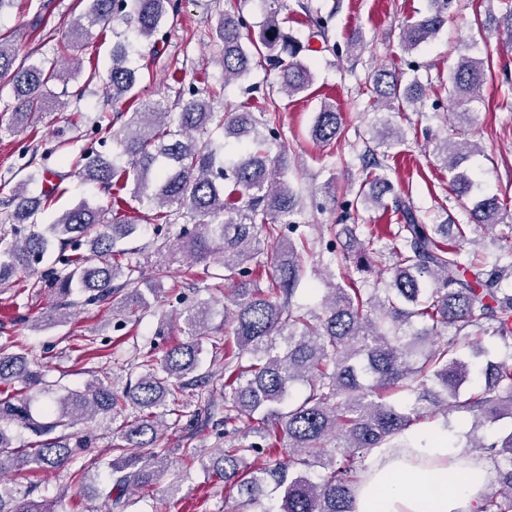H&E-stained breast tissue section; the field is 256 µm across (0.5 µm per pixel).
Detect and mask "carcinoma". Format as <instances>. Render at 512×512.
<instances>
[{"label": "carcinoma", "mask_w": 512, "mask_h": 512, "mask_svg": "<svg viewBox=\"0 0 512 512\" xmlns=\"http://www.w3.org/2000/svg\"><path fill=\"white\" fill-rule=\"evenodd\" d=\"M240 0H225L217 39L224 83L244 78L252 60L269 61L278 70L276 85L267 96L283 92L290 97L312 86L313 76L300 55L308 50L286 32L279 19L280 0H263L266 17L258 35L244 38L250 24L237 8ZM452 0H430L429 12L400 28L402 50L428 44L448 23ZM180 14V0H90L87 11L69 28L83 37L99 26L112 28L109 84L112 100L129 95L137 83L132 66V44L116 24L134 27L136 38L151 40L164 21ZM14 41L0 37V78L8 79L16 105L13 115L34 119L46 112L54 98L49 84L60 78L57 62L17 63ZM485 61L459 55L449 77L448 94L454 104V130L471 121L478 91L485 80ZM373 108L399 112L423 106L422 86L403 84L394 71L379 68L366 81ZM279 115L268 110L217 112L211 101L194 89L178 112L145 106L131 113L126 128L113 135L116 150L107 158L82 148L72 160L80 179L99 186L112 206L126 193L139 204L158 210L154 229L161 232L182 222L193 229L182 235L181 254L189 266L207 264L215 255L224 261V279L232 281L224 303V335H214L211 306L203 303L183 312L187 340L170 347L161 359L141 355L142 374L122 391L110 377H94L82 391L69 392L48 405L49 419H37L27 393L43 384L40 366L26 353L0 346V386L18 382L21 389L0 396V512H55L54 502L36 501L3 480L6 472L55 470L74 463L83 441L71 443L62 433L74 420L97 416L117 419L118 455L107 462L110 479L100 490L98 512L120 507L134 487L148 488L167 471L171 449L161 427L168 415L195 438L214 417L206 382L196 375L203 344L224 345V447L206 454L184 448L190 461L201 463L210 476L224 482L242 503L257 505L266 488L280 491L278 512H353L355 491L366 460L376 448H399L401 438L416 422L448 415V409L472 416V426L485 421L512 419V260L488 266L465 250V226L448 233L446 224H427L413 204L385 178L372 174L382 166L374 151L361 155L364 177L354 199L344 202L346 216L359 215L358 206L393 208L400 215L396 228L379 224H352L343 251L323 246L319 225L311 235L299 230L295 216L301 199L284 174L286 150L275 160L266 145L278 138ZM224 130L243 144L231 166L224 163V147L214 144L213 129ZM341 135L336 106L324 103L312 128L319 143L332 144ZM377 147L391 148L403 141L400 129L377 131ZM453 172L452 187L459 197L472 189L468 175L457 171V154L480 152L466 139H444L436 147ZM42 174L33 172L10 199L13 238L0 236V284L18 272L27 274V287L50 290L60 306H70L72 285L81 286L84 304L112 305V318L125 327L138 312L152 307L150 298L161 292L167 267L154 263L151 276L138 251L117 247L137 232L129 219L105 220L107 208L83 202L63 213L44 232H26L25 223L49 198L28 195V184ZM470 221L485 229L512 219L507 202L482 195L472 203ZM364 229L367 238H359ZM89 243L81 251L82 239ZM386 241L377 248L375 244ZM56 247L63 270L40 272L38 265ZM269 247L272 273L265 287L252 278L249 262ZM325 250L316 251V248ZM318 252L327 257L313 270L325 283L319 308L295 302L305 276L302 258ZM356 259V267L370 272L389 260L390 280L383 288H365L352 278L336 280L333 266ZM132 290L120 295L124 287ZM452 333L443 336L440 329ZM504 347V356L490 358L485 338ZM483 366L485 383L459 398L461 386ZM196 391L193 403L183 393ZM174 409H168V404ZM129 414H124L127 409ZM27 429L33 441L16 448L4 425ZM459 457L477 450L490 461L497 489L483 496L479 512H512V428L497 435L466 433L456 439ZM149 449L148 455L135 453ZM252 456L264 463L251 468ZM323 469L318 478L312 468Z\"/></svg>", "instance_id": "obj_1"}]
</instances>
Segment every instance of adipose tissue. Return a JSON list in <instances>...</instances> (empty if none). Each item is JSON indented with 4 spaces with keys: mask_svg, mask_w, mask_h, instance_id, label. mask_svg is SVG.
<instances>
[{
    "mask_svg": "<svg viewBox=\"0 0 512 512\" xmlns=\"http://www.w3.org/2000/svg\"><path fill=\"white\" fill-rule=\"evenodd\" d=\"M445 430L407 431L405 447L371 455L354 512H476L488 475L485 459L456 464Z\"/></svg>",
    "mask_w": 512,
    "mask_h": 512,
    "instance_id": "1",
    "label": "adipose tissue"
}]
</instances>
